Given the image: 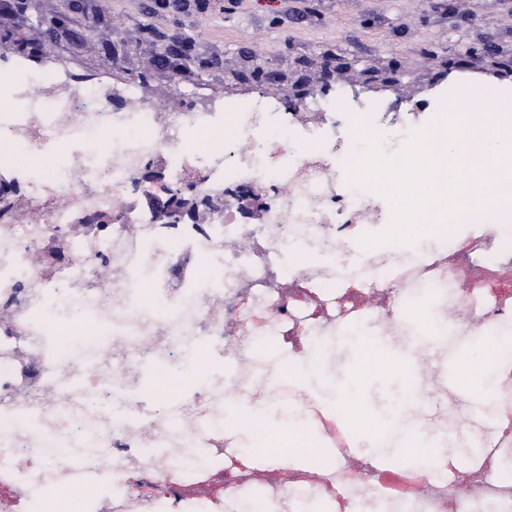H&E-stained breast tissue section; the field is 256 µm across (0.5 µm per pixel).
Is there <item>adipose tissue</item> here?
<instances>
[{
    "label": "adipose tissue",
    "instance_id": "1",
    "mask_svg": "<svg viewBox=\"0 0 512 512\" xmlns=\"http://www.w3.org/2000/svg\"><path fill=\"white\" fill-rule=\"evenodd\" d=\"M510 351L511 332L492 333L484 339L464 338L451 350L448 369L458 378L462 392L473 406H481L487 399L486 379L500 355ZM228 412L224 430L235 438L238 447L252 462L275 468H302L309 463V455L297 451L308 422L293 409L277 403L258 406L240 395L231 401ZM257 428L266 430L271 440L280 445V453L257 449L253 438Z\"/></svg>",
    "mask_w": 512,
    "mask_h": 512
}]
</instances>
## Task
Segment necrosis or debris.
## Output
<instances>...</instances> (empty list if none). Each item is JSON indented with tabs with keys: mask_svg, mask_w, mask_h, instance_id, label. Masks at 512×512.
I'll use <instances>...</instances> for the list:
<instances>
[{
	"mask_svg": "<svg viewBox=\"0 0 512 512\" xmlns=\"http://www.w3.org/2000/svg\"><path fill=\"white\" fill-rule=\"evenodd\" d=\"M171 107L104 66L77 81L68 67L0 69V512H208L255 482L224 433L228 389L251 382L259 339L300 351L309 337L390 317L419 289L466 299L481 319L512 322V285L455 279L461 224L433 229L442 252L366 247L362 221L387 227L389 202L351 182L346 166L376 138L396 155L429 129L430 147L461 160L442 123L452 103L402 109L354 88L302 103L262 92L221 95L186 78ZM194 184L213 206L203 224H163L144 195ZM260 192L259 217L231 196ZM245 238L248 249L233 247ZM379 297L365 306L363 295ZM501 419L471 416L448 435L477 448L441 452L445 484L402 491L378 470V496L458 512L493 501L512 512L499 461L512 454V382L497 391ZM331 469L314 491L349 512L356 432L322 425ZM201 465L224 463V493L197 496Z\"/></svg>",
	"mask_w": 512,
	"mask_h": 512,
	"instance_id": "1",
	"label": "necrosis or debris"
}]
</instances>
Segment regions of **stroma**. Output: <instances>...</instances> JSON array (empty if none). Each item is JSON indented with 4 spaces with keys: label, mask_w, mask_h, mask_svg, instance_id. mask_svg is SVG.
Listing matches in <instances>:
<instances>
[{
    "label": "stroma",
    "mask_w": 512,
    "mask_h": 512,
    "mask_svg": "<svg viewBox=\"0 0 512 512\" xmlns=\"http://www.w3.org/2000/svg\"><path fill=\"white\" fill-rule=\"evenodd\" d=\"M450 0H220L215 7L196 0H38L26 13L0 12V52L32 68L72 63L75 77L92 81L105 62V46L118 51L124 77L173 106V85L183 75L215 90L265 91V67L282 71L293 89L319 87L324 69L371 66L375 78L365 91L401 93L410 73L415 96L448 87L451 78L475 83L494 79L512 88V0H471L469 22L449 12ZM189 47L187 69L156 63L165 40ZM494 43L496 58L480 55ZM440 63L419 66L427 50Z\"/></svg>",
    "instance_id": "stroma-1"
}]
</instances>
